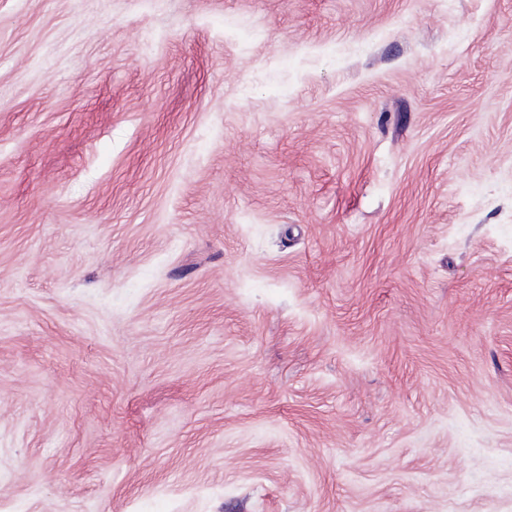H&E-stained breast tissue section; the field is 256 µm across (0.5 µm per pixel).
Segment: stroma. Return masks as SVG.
Listing matches in <instances>:
<instances>
[{
  "mask_svg": "<svg viewBox=\"0 0 512 512\" xmlns=\"http://www.w3.org/2000/svg\"><path fill=\"white\" fill-rule=\"evenodd\" d=\"M0 512H512V0H0Z\"/></svg>",
  "mask_w": 512,
  "mask_h": 512,
  "instance_id": "stroma-1",
  "label": "stroma"
}]
</instances>
